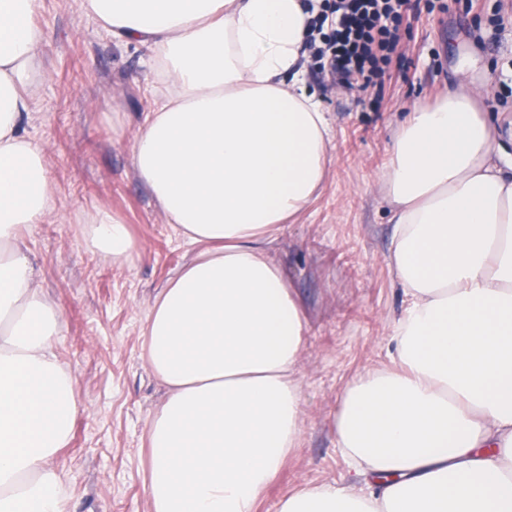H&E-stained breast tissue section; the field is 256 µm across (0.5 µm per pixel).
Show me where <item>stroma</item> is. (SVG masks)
I'll return each instance as SVG.
<instances>
[{"label": "stroma", "instance_id": "35a3bbf8", "mask_svg": "<svg viewBox=\"0 0 512 512\" xmlns=\"http://www.w3.org/2000/svg\"><path fill=\"white\" fill-rule=\"evenodd\" d=\"M83 2L40 0L34 21L44 46L24 124L55 189L52 212L24 230V241L60 308L57 352L79 401L70 442L52 465L69 512H149L147 423L165 391L145 364L142 326L160 288L199 247L167 222L133 169L131 145L155 99L146 54L119 46ZM419 9L398 27L401 59L367 91L332 84L313 55L300 62L335 150L318 196L272 247L307 321L296 372L302 442L258 512H278L300 485L347 484L333 429L344 390L396 366L393 324L407 302L389 264L380 181L409 107L472 85L512 154V0H420ZM464 60L472 66L463 74ZM99 209L127 224L138 244L131 262L88 244L85 217Z\"/></svg>", "mask_w": 512, "mask_h": 512}]
</instances>
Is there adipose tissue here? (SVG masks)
I'll list each match as a JSON object with an SVG mask.
<instances>
[{"mask_svg": "<svg viewBox=\"0 0 512 512\" xmlns=\"http://www.w3.org/2000/svg\"><path fill=\"white\" fill-rule=\"evenodd\" d=\"M39 0H0V512H66L51 462L78 411L55 351L61 314L35 284L25 226L53 208L21 131L44 42ZM113 39L146 48L174 87L131 146L168 223L202 250L157 295L144 358L166 388L150 418V512H257L300 447L305 315L270 252L317 196L330 122L298 66L307 0H85ZM477 89L414 106L383 172L389 260L408 305L398 368L346 387L334 430L347 490L318 483L278 512H512V160ZM96 250L137 243L109 212Z\"/></svg>", "mask_w": 512, "mask_h": 512, "instance_id": "obj_1", "label": "adipose tissue"}]
</instances>
